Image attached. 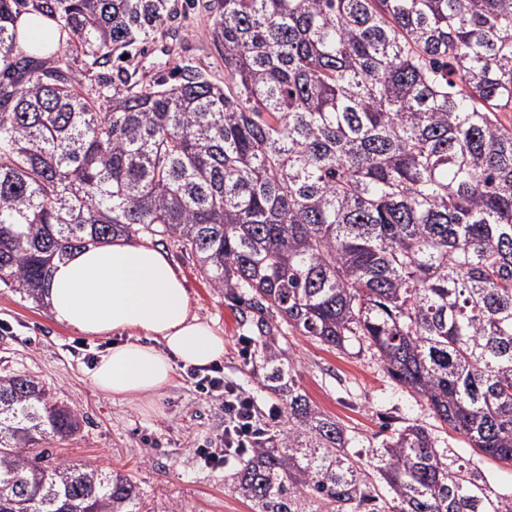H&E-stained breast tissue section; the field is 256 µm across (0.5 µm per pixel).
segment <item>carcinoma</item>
<instances>
[{
  "instance_id": "carcinoma-1",
  "label": "carcinoma",
  "mask_w": 512,
  "mask_h": 512,
  "mask_svg": "<svg viewBox=\"0 0 512 512\" xmlns=\"http://www.w3.org/2000/svg\"><path fill=\"white\" fill-rule=\"evenodd\" d=\"M224 86L192 65L86 88L17 52L18 19L86 70L153 40L172 0H0V284L116 235L168 241L253 315L284 427L239 454L252 512H512L428 428L368 471L284 362L280 326L374 349L469 447L512 465V0H211ZM78 411L0 374V512H145L124 474L45 448Z\"/></svg>"
}]
</instances>
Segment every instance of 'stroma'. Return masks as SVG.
I'll return each mask as SVG.
<instances>
[{
	"instance_id": "1",
	"label": "stroma",
	"mask_w": 512,
	"mask_h": 512,
	"mask_svg": "<svg viewBox=\"0 0 512 512\" xmlns=\"http://www.w3.org/2000/svg\"><path fill=\"white\" fill-rule=\"evenodd\" d=\"M177 5L179 18L144 49L131 52L125 67L146 83L168 81L175 64L183 61L223 83L224 63L210 34V0H177ZM163 249L184 281L193 312L212 321L224 338L220 367L225 379L245 389L260 411L279 404V396L259 381L258 356L242 354L244 341L255 335L251 323L222 290L211 287L191 257L169 243ZM280 343L301 392L316 409L338 420L363 453L378 447L391 429L419 424L432 429L442 446L473 455L465 437L441 424L422 399L392 381L372 351L355 344L330 349L289 328ZM107 345V340L84 337L58 324L46 304L0 285V372L34 377L83 418L76 436L51 440L57 456L129 475L153 512H251L231 491L237 459L211 468L198 455L199 449L221 443L220 402L201 392L184 368L151 400H111L95 394L89 371Z\"/></svg>"
}]
</instances>
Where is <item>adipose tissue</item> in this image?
<instances>
[{
    "label": "adipose tissue",
    "instance_id": "obj_1",
    "mask_svg": "<svg viewBox=\"0 0 512 512\" xmlns=\"http://www.w3.org/2000/svg\"><path fill=\"white\" fill-rule=\"evenodd\" d=\"M45 299L54 320L83 335H121L89 374L105 398L160 393L176 365L205 367L224 354V338L193 313L189 294L165 253L117 238L54 261Z\"/></svg>",
    "mask_w": 512,
    "mask_h": 512
}]
</instances>
